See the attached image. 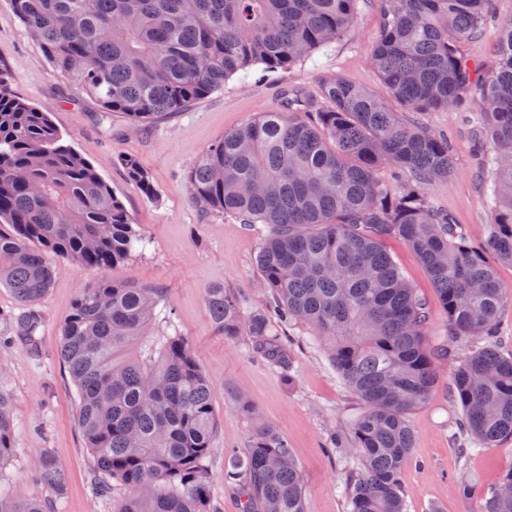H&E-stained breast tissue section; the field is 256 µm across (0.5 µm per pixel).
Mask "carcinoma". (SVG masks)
<instances>
[{
	"instance_id": "cac0c4a2",
	"label": "carcinoma",
	"mask_w": 512,
	"mask_h": 512,
	"mask_svg": "<svg viewBox=\"0 0 512 512\" xmlns=\"http://www.w3.org/2000/svg\"><path fill=\"white\" fill-rule=\"evenodd\" d=\"M54 71L75 81L103 112L149 122L182 112L252 66L287 70L331 46L350 27L358 0H9ZM384 23L370 63L389 97L342 77L316 99L296 92L285 111L265 112L227 133L188 177L201 208L266 224L256 263L272 309L245 314L217 286L209 317L227 339L251 338L288 372L291 357L274 320L306 326L325 344L359 401L349 431L329 448H353L361 469L346 482L350 512H405L403 467L415 448L408 415L427 403L441 366L461 412L458 455L512 439V358L499 352L505 289L486 252L512 263V18L497 20L501 44L489 72L461 50L489 18V0H383ZM478 95L476 119L492 153L488 251L432 209L425 187L450 177L448 138L410 125L403 113L462 108ZM127 176L155 196L139 161ZM388 167L411 181L393 187ZM0 284L28 305L52 284L46 253L106 269L145 246L138 225L94 167L53 124L51 112L0 86ZM398 237L425 266L448 318L427 334L430 311L382 241ZM33 311L14 318L36 344ZM156 288L103 282L83 289L60 329V357L78 398V424L93 458L94 492L112 482L129 494L113 512H211L209 471L217 427L209 376L187 339L171 334ZM236 405L252 425L249 447L224 458L225 478L245 487L241 512H304L301 470L288 442L255 405ZM12 397L0 389V466L15 453ZM61 495L54 456L36 462ZM512 471L485 493L478 512H512ZM0 512H46L0 484Z\"/></svg>"
}]
</instances>
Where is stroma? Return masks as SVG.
<instances>
[{
    "label": "stroma",
    "mask_w": 512,
    "mask_h": 512,
    "mask_svg": "<svg viewBox=\"0 0 512 512\" xmlns=\"http://www.w3.org/2000/svg\"><path fill=\"white\" fill-rule=\"evenodd\" d=\"M382 22L380 0H359L348 32L312 60L276 72L252 67L185 111L136 124L121 112L102 116L95 100L54 75L9 0H0V79L12 94L51 111L67 142L93 165L149 240L145 250L105 270L84 269L69 257L49 254L53 282L35 306L41 325L33 347L11 328L10 317L23 308L10 288L0 285V389L15 405L19 450L0 467V476L16 500L42 499L48 512H108L107 503L91 488L92 455L78 427L77 392L59 356V333L82 289L113 280L163 292L177 332L189 341L211 379L217 418L211 465L215 512H240L239 487L224 478L225 451L248 445L247 425L235 408L239 395L248 396L265 422L287 439L303 474L305 512H349L345 477L361 462L356 454L332 452L326 440L333 429L347 427L357 400L310 329H286L293 369L284 374L253 352L248 337L228 339L215 328L206 306L209 288L221 286L236 294L250 312L269 307L271 297L255 264L267 228L202 210L191 196L188 175L199 156L225 133L262 113L282 111L287 92L316 95L322 78L339 75L383 93L369 62ZM422 121L447 134L454 161L448 180L428 187L427 194L471 245L483 246L491 213L487 184L474 156L478 138L473 126L453 108L423 115ZM126 156L148 171L155 199L146 198L128 180L120 164ZM383 245L427 299L430 335H442L445 314L424 266L402 240L390 237ZM458 414L443 375L427 404L409 415L416 447L400 478L406 512H476L479 494L512 470V440L466 459L457 455L453 431ZM47 451L64 475L59 497L35 468ZM465 477L475 486L474 498L460 493Z\"/></svg>",
    "instance_id": "stroma-1"
}]
</instances>
